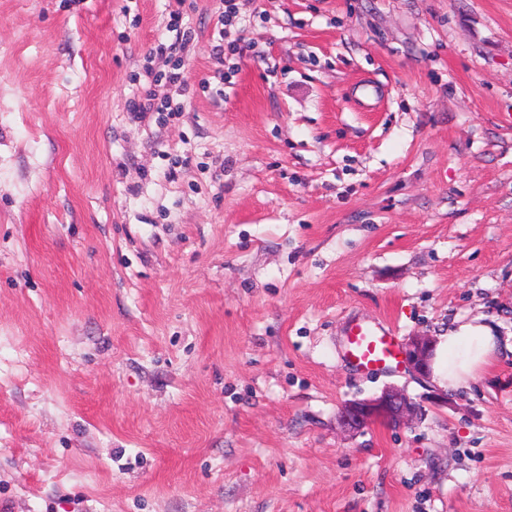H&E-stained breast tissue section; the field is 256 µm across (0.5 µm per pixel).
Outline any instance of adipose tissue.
Returning <instances> with one entry per match:
<instances>
[{
	"mask_svg": "<svg viewBox=\"0 0 512 512\" xmlns=\"http://www.w3.org/2000/svg\"><path fill=\"white\" fill-rule=\"evenodd\" d=\"M500 348V339L491 326L472 320L449 328L438 338L440 358L435 381L443 388H469L479 371Z\"/></svg>",
	"mask_w": 512,
	"mask_h": 512,
	"instance_id": "ef3b65f1",
	"label": "adipose tissue"
}]
</instances>
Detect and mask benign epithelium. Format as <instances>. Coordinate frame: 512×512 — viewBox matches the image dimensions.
<instances>
[{
    "mask_svg": "<svg viewBox=\"0 0 512 512\" xmlns=\"http://www.w3.org/2000/svg\"><path fill=\"white\" fill-rule=\"evenodd\" d=\"M434 352L433 340L428 336H413L406 342L403 354L406 362L415 371L430 373ZM421 414V406L403 390L387 387L380 394L346 403L340 411L343 426L360 430L372 424H383L389 428H401Z\"/></svg>",
    "mask_w": 512,
    "mask_h": 512,
    "instance_id": "7a95c632",
    "label": "benign epithelium"
}]
</instances>
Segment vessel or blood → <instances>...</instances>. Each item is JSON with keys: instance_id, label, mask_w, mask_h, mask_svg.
I'll return each mask as SVG.
<instances>
[{"instance_id": "vessel-or-blood-1", "label": "vessel or blood", "mask_w": 512, "mask_h": 512, "mask_svg": "<svg viewBox=\"0 0 512 512\" xmlns=\"http://www.w3.org/2000/svg\"><path fill=\"white\" fill-rule=\"evenodd\" d=\"M342 354L359 371L386 369L395 363V339L383 323L357 320L346 332Z\"/></svg>"}]
</instances>
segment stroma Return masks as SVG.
I'll list each match as a JSON object with an SVG mask.
<instances>
[{
    "label": "stroma",
    "instance_id": "1",
    "mask_svg": "<svg viewBox=\"0 0 512 512\" xmlns=\"http://www.w3.org/2000/svg\"><path fill=\"white\" fill-rule=\"evenodd\" d=\"M235 3L0 0V512H512L511 353H340L512 337V0ZM175 8L184 110L134 119ZM448 328L438 336L440 358L434 381L442 388L468 389L479 371L489 363L500 348V338L493 328L479 322ZM343 357L357 370L370 372L395 364V339L382 322L354 321L346 332ZM434 343L429 336H412L406 342L403 354L406 362L418 373H430ZM421 415V406L403 390L386 387L379 395L346 403L340 411L344 427L360 430L372 424L401 428Z\"/></svg>",
    "mask_w": 512,
    "mask_h": 512
}]
</instances>
